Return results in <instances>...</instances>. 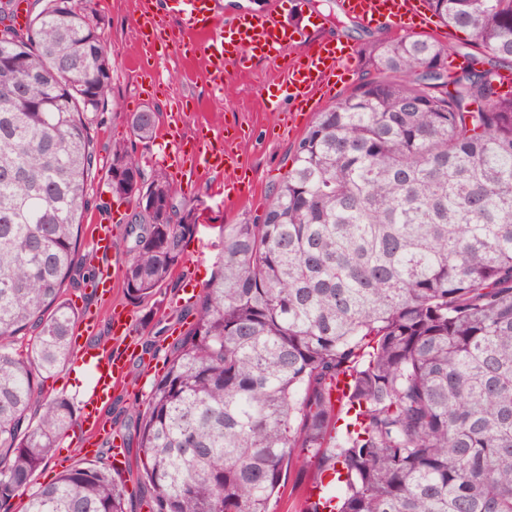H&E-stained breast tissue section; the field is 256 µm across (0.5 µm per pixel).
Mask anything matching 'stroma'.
Masks as SVG:
<instances>
[{
	"mask_svg": "<svg viewBox=\"0 0 512 512\" xmlns=\"http://www.w3.org/2000/svg\"><path fill=\"white\" fill-rule=\"evenodd\" d=\"M93 7L112 52L115 72L111 94L119 108L107 113L97 132L99 175L86 217L91 225L97 224L105 206L113 202L107 188L111 149L114 142L129 136L126 114L142 109L143 67L142 53L134 34L139 0H93ZM328 19L327 35L345 40L348 46L358 50L389 37L388 32L380 28L344 19L336 10L329 13ZM157 74L165 90L164 95L158 96L153 103L157 111L183 106L188 123L204 122L219 137L223 136L228 124L242 125L248 131L246 140L241 141L238 148L248 174L239 196L225 201L212 177L189 174L184 176L174 198L177 206L196 208L199 215L198 232L186 249L180 269L195 273L199 281L205 283L216 269L221 227L240 224L261 214L277 180L290 167L293 148L312 118L308 115L300 117L294 132L272 136V127L278 123L281 113L289 111L291 103L282 95L276 102L268 101L264 86L273 82L274 71L261 60L252 62L247 71L230 70L224 80V96L220 99L211 95L200 60L167 57L159 62ZM67 294L77 306L95 309L99 317L98 335L79 337V344L98 346L110 341V315L116 308L128 315L130 340L139 345L150 339L155 342V354L141 356L122 384L113 391L103 411L104 416L111 419L113 429L131 440L134 431L122 424V411L135 395L148 392L152 379L145 374L147 364L164 366L166 351L181 330L182 302L178 290L171 285L164 286L156 297L141 303L129 301L118 281L113 282L112 295L107 299L96 296L86 287L68 289Z\"/></svg>",
	"mask_w": 512,
	"mask_h": 512,
	"instance_id": "1",
	"label": "stroma"
}]
</instances>
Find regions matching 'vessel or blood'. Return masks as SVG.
<instances>
[{"label":"vessel or blood","instance_id":"vessel-or-blood-1","mask_svg":"<svg viewBox=\"0 0 512 512\" xmlns=\"http://www.w3.org/2000/svg\"><path fill=\"white\" fill-rule=\"evenodd\" d=\"M341 9L367 24L385 25L398 30L426 32L436 25L426 0H340ZM171 10L177 23L142 4L136 21L142 50L147 57L168 50L186 58H202L209 91L222 98L224 79L229 68L246 69L253 59L275 63L276 86L289 101L308 109L332 95V78L349 71L358 58L347 47L336 46L333 39L318 36L326 27L325 17L305 11L288 19L274 10L243 12L218 17L213 0H172ZM298 47V59L285 61L288 49ZM187 115L176 109L166 114L162 132V161L176 175L219 173L238 167L239 161L230 146H213L206 128H199L193 145H186L182 130ZM111 215H104L96 229L98 252L112 257L97 284L99 296L111 292L112 281L123 269V259L112 251ZM129 325L123 311L112 313L115 345L81 353L82 364L90 371L92 387L81 402V422L89 432L105 435L109 427L100 416L112 391L125 378L127 365L134 355L124 339Z\"/></svg>","mask_w":512,"mask_h":512}]
</instances>
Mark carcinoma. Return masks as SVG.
Returning a JSON list of instances; mask_svg holds the SVG:
<instances>
[{"label": "carcinoma", "mask_w": 512, "mask_h": 512, "mask_svg": "<svg viewBox=\"0 0 512 512\" xmlns=\"http://www.w3.org/2000/svg\"><path fill=\"white\" fill-rule=\"evenodd\" d=\"M427 2L481 57L450 75V44L368 45L374 77L316 113L261 215L224 225L165 373L125 410L150 512H272L310 458L302 512H512V0ZM111 89L92 0H0V512H128L107 463L29 492L76 419L43 382L73 356L67 288L99 275L83 216ZM159 117L131 113V140ZM108 189L130 209L125 295L152 299L195 212L124 142Z\"/></svg>", "instance_id": "cac0c4a2"}]
</instances>
